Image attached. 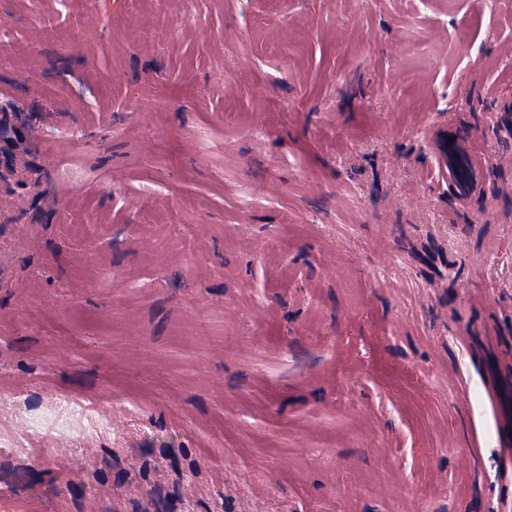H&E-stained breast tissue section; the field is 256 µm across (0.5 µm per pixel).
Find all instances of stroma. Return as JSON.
I'll use <instances>...</instances> for the list:
<instances>
[{"label":"stroma","mask_w":512,"mask_h":512,"mask_svg":"<svg viewBox=\"0 0 512 512\" xmlns=\"http://www.w3.org/2000/svg\"><path fill=\"white\" fill-rule=\"evenodd\" d=\"M0 27L29 135L0 512H512L475 353L512 366V7L0 0ZM448 125L484 201L433 172Z\"/></svg>","instance_id":"35a3bbf8"}]
</instances>
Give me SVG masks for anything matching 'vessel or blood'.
I'll return each instance as SVG.
<instances>
[{"label":"vessel or blood","instance_id":"obj_1","mask_svg":"<svg viewBox=\"0 0 512 512\" xmlns=\"http://www.w3.org/2000/svg\"><path fill=\"white\" fill-rule=\"evenodd\" d=\"M435 169L458 200L480 194L486 175L483 153L461 133L437 129L432 137Z\"/></svg>","mask_w":512,"mask_h":512}]
</instances>
